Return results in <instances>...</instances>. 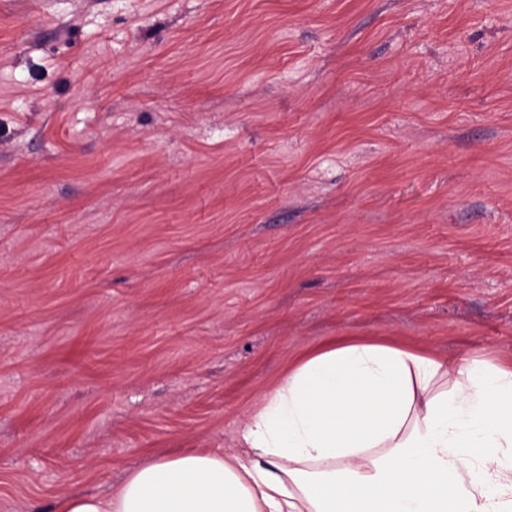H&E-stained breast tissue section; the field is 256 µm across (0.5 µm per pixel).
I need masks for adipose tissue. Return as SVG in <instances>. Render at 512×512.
I'll return each mask as SVG.
<instances>
[{
    "label": "adipose tissue",
    "instance_id": "1",
    "mask_svg": "<svg viewBox=\"0 0 512 512\" xmlns=\"http://www.w3.org/2000/svg\"><path fill=\"white\" fill-rule=\"evenodd\" d=\"M242 453L150 457L55 512H512V362L352 338L304 355Z\"/></svg>",
    "mask_w": 512,
    "mask_h": 512
}]
</instances>
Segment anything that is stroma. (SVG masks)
Instances as JSON below:
<instances>
[{
  "label": "stroma",
  "mask_w": 512,
  "mask_h": 512,
  "mask_svg": "<svg viewBox=\"0 0 512 512\" xmlns=\"http://www.w3.org/2000/svg\"><path fill=\"white\" fill-rule=\"evenodd\" d=\"M348 336L512 360V0H0V512Z\"/></svg>",
  "instance_id": "1"
}]
</instances>
